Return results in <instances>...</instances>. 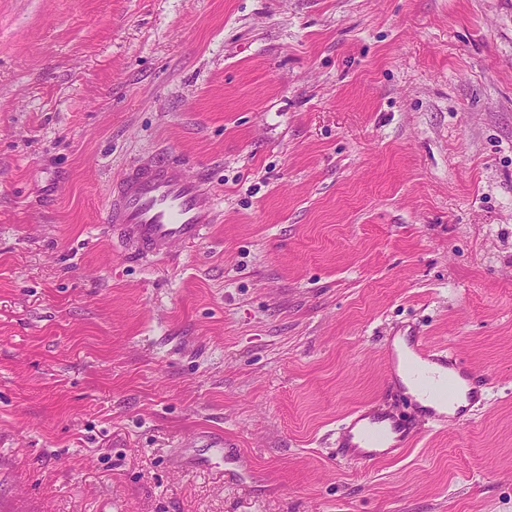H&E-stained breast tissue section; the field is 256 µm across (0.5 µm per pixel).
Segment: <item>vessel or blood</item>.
Masks as SVG:
<instances>
[{"mask_svg":"<svg viewBox=\"0 0 512 512\" xmlns=\"http://www.w3.org/2000/svg\"><path fill=\"white\" fill-rule=\"evenodd\" d=\"M217 213L215 192L204 189L179 164L158 158L124 175L109 201L107 221L129 254L148 258L202 238ZM384 357L387 389L407 385L428 400L421 418H437L435 403H448L460 390H467L472 400L479 395L475 375L461 359L421 338L410 339L403 352L389 346ZM414 436L404 421L382 409L362 407L350 413L340 430L341 456L369 466L402 454Z\"/></svg>","mask_w":512,"mask_h":512,"instance_id":"1","label":"vessel or blood"}]
</instances>
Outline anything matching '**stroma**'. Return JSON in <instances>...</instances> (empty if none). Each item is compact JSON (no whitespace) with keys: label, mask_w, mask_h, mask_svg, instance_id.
<instances>
[{"label":"stroma","mask_w":512,"mask_h":512,"mask_svg":"<svg viewBox=\"0 0 512 512\" xmlns=\"http://www.w3.org/2000/svg\"><path fill=\"white\" fill-rule=\"evenodd\" d=\"M159 156L219 212L145 262L106 204ZM362 406L411 446L343 460ZM0 512H512V0H0ZM407 347L409 352L405 353L391 344L384 352L388 370L385 386L388 390L408 389L399 375L402 368L411 389L426 400L447 405L462 389V382L469 388V401L478 398L479 385L475 375L461 359L447 350L427 345L419 337L410 339Z\"/></svg>","instance_id":"35a3bbf8"}]
</instances>
